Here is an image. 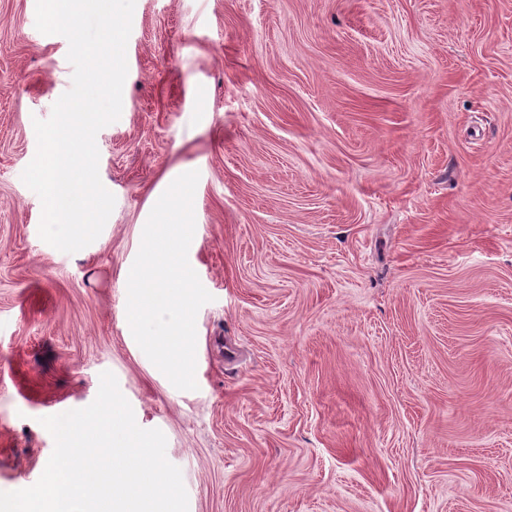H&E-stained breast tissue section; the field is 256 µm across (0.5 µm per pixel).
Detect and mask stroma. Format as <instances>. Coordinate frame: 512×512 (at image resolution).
Wrapping results in <instances>:
<instances>
[{
    "instance_id": "obj_1",
    "label": "stroma",
    "mask_w": 512,
    "mask_h": 512,
    "mask_svg": "<svg viewBox=\"0 0 512 512\" xmlns=\"http://www.w3.org/2000/svg\"><path fill=\"white\" fill-rule=\"evenodd\" d=\"M35 8L0 0V491L109 371L188 512H512V0H136L115 206L73 254L22 180L73 75ZM191 170L181 391L125 278Z\"/></svg>"
}]
</instances>
